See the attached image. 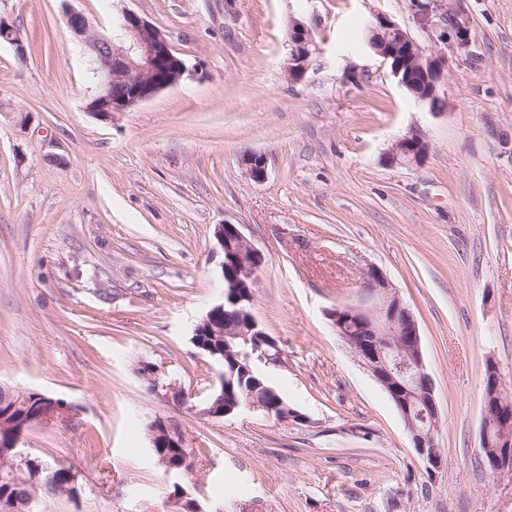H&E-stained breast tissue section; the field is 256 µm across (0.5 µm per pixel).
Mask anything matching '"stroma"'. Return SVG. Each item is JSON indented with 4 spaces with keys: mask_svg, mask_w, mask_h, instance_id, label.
<instances>
[{
    "mask_svg": "<svg viewBox=\"0 0 512 512\" xmlns=\"http://www.w3.org/2000/svg\"><path fill=\"white\" fill-rule=\"evenodd\" d=\"M441 5L472 44L445 49L434 112L367 45L380 13L435 52L410 0H0L29 44L22 59L0 44V385L68 404L22 444L76 475L39 512H173L177 484L202 512H512V472L491 473L481 448L488 363L512 390V0ZM70 8L103 32L137 13L185 76L93 115L99 78ZM296 20L317 45L299 80ZM411 131L424 161L389 163ZM254 152L259 182L240 163ZM225 223L264 253L251 311L298 419L203 412L221 367L192 336L224 301ZM370 266L418 323L434 473L328 316ZM158 420L191 472L154 455Z\"/></svg>",
    "mask_w": 512,
    "mask_h": 512,
    "instance_id": "35a3bbf8",
    "label": "stroma"
}]
</instances>
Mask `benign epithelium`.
Instances as JSON below:
<instances>
[{
	"label": "benign epithelium",
	"instance_id": "obj_1",
	"mask_svg": "<svg viewBox=\"0 0 512 512\" xmlns=\"http://www.w3.org/2000/svg\"><path fill=\"white\" fill-rule=\"evenodd\" d=\"M67 23L75 37L92 52L100 78V92L87 104V110L96 115L121 112L150 99L161 91L176 85L186 71L184 61L174 54L164 34L138 14L128 11L122 16L121 34L114 38L95 30L80 12L67 13ZM433 42L450 44L458 51H465L471 44V30L465 22L447 11L438 15L432 24ZM0 37L12 46L18 55L26 51L21 30L6 16L0 15ZM288 75L298 80L306 73L310 59L316 51L311 32L301 22L291 25ZM368 45L390 67L391 75L398 84L407 89L414 85L423 87L424 93L417 100L439 111L443 102L437 94L444 79L447 58L426 50L401 26L384 14L375 15L369 29ZM428 144L417 134L398 139L388 159L399 165H419L428 154ZM241 165L255 181L266 176V158L259 153H248L241 157ZM214 236L223 255L221 265L233 266L253 280L264 265V254L252 244L235 224L217 225ZM252 293H243L229 287L224 292V301L241 307L247 317L243 328L226 330L215 325L216 318L224 311L220 304L205 316L198 335L200 336H244L258 328V321L246 310ZM347 315L339 320L336 311L328 313L336 332L355 351L363 364L381 384L396 404L414 448L423 457L431 471L443 467V456L434 452V435L438 429V412L433 396V383L421 353L419 327L398 292L390 285L383 273L369 267L364 273L363 296L355 304L343 309ZM484 388L490 394L484 396V416L481 430V445L491 453L495 470L512 468V438L500 437L492 443V427L501 420L512 422L511 415L490 412L489 401L503 393V381L496 365L487 366ZM212 408L204 414L212 418H223L240 409V404L224 405V377L211 388ZM424 403L427 416L417 421L412 416L416 403ZM13 410L0 413V432L10 431L8 441L0 440V446L12 454V465L22 469L31 454L20 448L26 428H16L8 422ZM155 435L162 436L161 448H181L179 434L171 431L164 422L154 423Z\"/></svg>",
	"mask_w": 512,
	"mask_h": 512
}]
</instances>
